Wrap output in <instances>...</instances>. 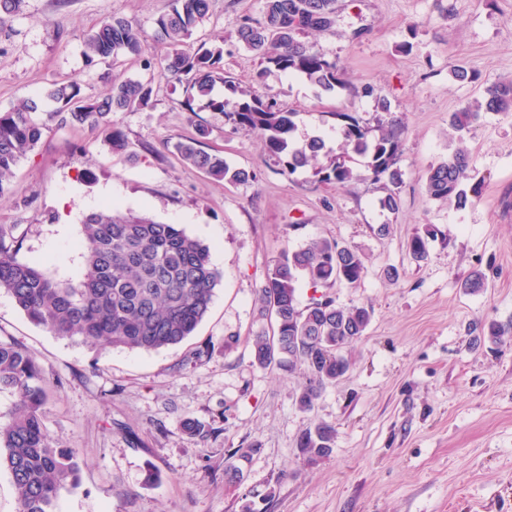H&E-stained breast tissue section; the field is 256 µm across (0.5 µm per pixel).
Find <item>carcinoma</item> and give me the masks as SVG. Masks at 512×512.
I'll return each mask as SVG.
<instances>
[{
	"label": "carcinoma",
	"mask_w": 512,
	"mask_h": 512,
	"mask_svg": "<svg viewBox=\"0 0 512 512\" xmlns=\"http://www.w3.org/2000/svg\"><path fill=\"white\" fill-rule=\"evenodd\" d=\"M209 12L210 0H172L171 10L156 20L155 38L173 51L159 60H144V67L182 84L184 106L190 108L197 100L202 108L224 115L233 128L260 135L267 154L288 172L317 160L325 148L324 139L316 136L296 142L291 113L274 109L257 90L224 75L223 47L201 44L180 49ZM335 25L336 0H265L263 17L244 19L237 36L261 60L255 82L275 70L304 77L320 92L333 93L344 87L336 62L301 40V35ZM143 43L138 26L113 17L87 35L84 55L89 63L139 57ZM218 85L224 86L222 96L214 93ZM153 93L150 82L115 77L109 93L87 100L81 95L80 82L69 80L53 84L44 99L29 97L0 112V196L8 189L19 160L36 147L52 123L87 125L103 135L112 153L126 152L130 144L113 116L148 107ZM45 99L57 108L42 119L39 113ZM484 109L511 112L512 81L488 87ZM479 118V110L468 108L452 114L451 126L462 131ZM336 119L341 121L343 155L316 168V175L323 183L344 186L357 177L349 165L351 155L360 156L375 180L393 186L379 199V207L396 211L395 188L402 183L401 128L393 123L373 136L348 113L338 112ZM177 149L183 161L214 180L230 184L256 180L255 173L230 165L195 142ZM471 168L467 150L456 148L448 159L428 168V195L467 205L470 198L464 183L471 179ZM431 237L428 229L408 240L406 250L414 260L427 258ZM79 246L87 272L73 283L49 277L0 242V293L9 295L30 322L56 336L146 353L181 343L207 316L221 274L211 263L208 248L177 225L159 223L145 214L92 211L83 218ZM365 270L360 252L325 238H313L298 250L282 253L267 269L259 301L261 314L273 318L274 327L270 334L253 337V364L261 369H303L302 411L311 410L326 386L349 370L348 351L364 336L372 309L338 305L328 296L314 298L301 309L298 278L306 276L315 289L331 288L358 283ZM2 389L16 395L8 420L0 424V470L11 477L17 512H53L59 492L78 485L80 466L75 449L46 429L42 370L19 344L0 343ZM335 440L336 427L319 423L301 431L297 447L307 462L314 463L331 455ZM257 453L253 447L234 449L232 461L224 465V477L242 481L241 461L249 462Z\"/></svg>",
	"instance_id": "1"
}]
</instances>
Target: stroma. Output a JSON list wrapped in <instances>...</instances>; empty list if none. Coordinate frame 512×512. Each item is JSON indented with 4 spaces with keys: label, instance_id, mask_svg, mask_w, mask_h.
I'll return each instance as SVG.
<instances>
[{
    "label": "stroma",
    "instance_id": "obj_1",
    "mask_svg": "<svg viewBox=\"0 0 512 512\" xmlns=\"http://www.w3.org/2000/svg\"><path fill=\"white\" fill-rule=\"evenodd\" d=\"M170 8L171 0H24L0 19V111L72 79L84 97H102L113 70L154 87L151 107L115 116L125 154L90 128L51 127L0 197V241L55 279L77 280L85 214L114 207L180 225L223 274L193 336L152 353L54 335L0 293V342L36 358L44 423L77 452L79 486L60 492L56 512H242L249 490L271 493L267 512H512V112L483 113L463 131L449 124L487 87L512 79V0H337L335 29L304 39L337 61L344 87L320 94L303 77L266 73L259 91L291 112L295 140L324 137L316 166L343 152L336 113L371 127L400 122L393 213L380 209L386 185L363 158L352 162L355 180L325 184L316 166L277 165L258 135L222 114L180 108L181 91L143 65L170 50L154 38L155 19ZM263 8L264 0H211L191 37L222 45L225 72L244 86L261 65L237 29ZM112 16L143 29V57L87 63L85 36ZM457 67L472 81H457ZM196 138L257 181L217 182L183 162L176 144ZM459 146L474 162L467 185L479 191L462 209L425 191L429 165ZM428 229L429 256L415 262L406 244ZM316 237L364 256L363 279L326 294L373 314L347 374L304 412L302 370L253 365L251 339L271 328L258 294L269 265ZM475 270L487 287L472 294L462 283ZM493 323L506 331L497 344L483 339ZM207 343L213 352L195 361ZM188 417L203 424L201 435L185 434ZM321 422L335 425L336 443L311 464L297 438ZM248 445L259 452L242 486L225 484L227 458ZM151 465L159 479L147 487Z\"/></svg>",
    "mask_w": 512,
    "mask_h": 512
}]
</instances>
